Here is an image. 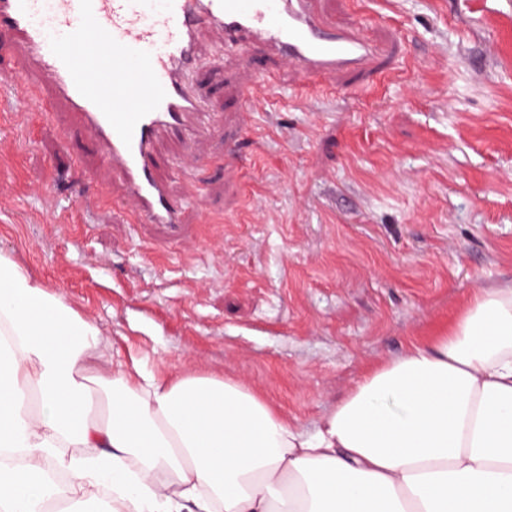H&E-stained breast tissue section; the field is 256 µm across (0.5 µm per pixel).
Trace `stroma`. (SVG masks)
Here are the masks:
<instances>
[{"mask_svg": "<svg viewBox=\"0 0 512 512\" xmlns=\"http://www.w3.org/2000/svg\"><path fill=\"white\" fill-rule=\"evenodd\" d=\"M399 68L345 95L279 65L286 108L237 107L258 66L201 35L218 124L172 191L206 215L167 242L75 116L0 107V253L98 325L113 362L229 375L313 430L372 366L512 284V0H325ZM237 152L217 164L228 146Z\"/></svg>", "mask_w": 512, "mask_h": 512, "instance_id": "35a3bbf8", "label": "stroma"}]
</instances>
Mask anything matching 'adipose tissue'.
I'll return each instance as SVG.
<instances>
[{"label": "adipose tissue", "instance_id": "obj_1", "mask_svg": "<svg viewBox=\"0 0 512 512\" xmlns=\"http://www.w3.org/2000/svg\"><path fill=\"white\" fill-rule=\"evenodd\" d=\"M102 486L110 512H512V285L304 431L234 377L113 365L93 320L0 253V512Z\"/></svg>", "mask_w": 512, "mask_h": 512}]
</instances>
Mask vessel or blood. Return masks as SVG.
Masks as SVG:
<instances>
[{
    "label": "vessel or blood",
    "mask_w": 512,
    "mask_h": 512,
    "mask_svg": "<svg viewBox=\"0 0 512 512\" xmlns=\"http://www.w3.org/2000/svg\"><path fill=\"white\" fill-rule=\"evenodd\" d=\"M325 0H0V37L13 58L10 94L26 110L33 75L55 103L73 112L98 144L139 224L180 230L188 206L159 179L161 137L188 144L214 116L188 76L201 58L202 31L216 28L224 48L294 66L305 83L370 80L387 72V46L356 24L331 21ZM263 72L242 90L241 108L274 90Z\"/></svg>",
    "instance_id": "1"
}]
</instances>
